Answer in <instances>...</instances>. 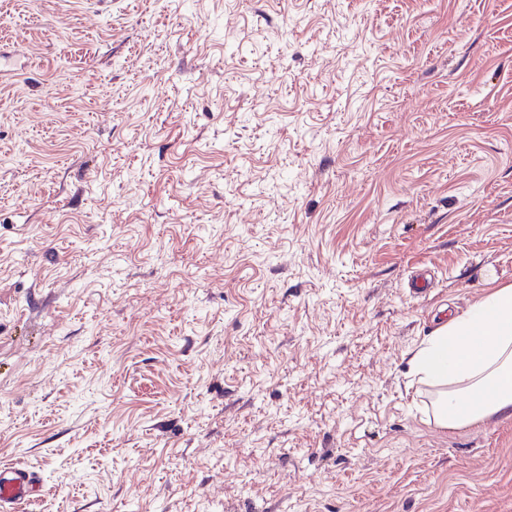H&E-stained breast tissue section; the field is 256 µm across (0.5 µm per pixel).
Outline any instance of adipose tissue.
<instances>
[{
	"label": "adipose tissue",
	"mask_w": 512,
	"mask_h": 512,
	"mask_svg": "<svg viewBox=\"0 0 512 512\" xmlns=\"http://www.w3.org/2000/svg\"><path fill=\"white\" fill-rule=\"evenodd\" d=\"M408 364L433 390L422 412L436 426L512 418V284L440 325L409 352Z\"/></svg>",
	"instance_id": "obj_1"
}]
</instances>
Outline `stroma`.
<instances>
[{"mask_svg": "<svg viewBox=\"0 0 512 512\" xmlns=\"http://www.w3.org/2000/svg\"><path fill=\"white\" fill-rule=\"evenodd\" d=\"M507 284L512 0H0L25 512H512L406 357Z\"/></svg>", "mask_w": 512, "mask_h": 512, "instance_id": "1", "label": "stroma"}]
</instances>
